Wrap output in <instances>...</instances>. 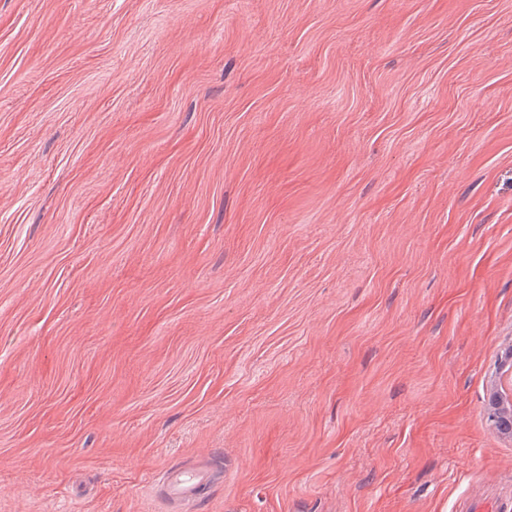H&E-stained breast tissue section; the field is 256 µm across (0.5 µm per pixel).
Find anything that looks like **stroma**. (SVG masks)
Wrapping results in <instances>:
<instances>
[{"mask_svg": "<svg viewBox=\"0 0 512 512\" xmlns=\"http://www.w3.org/2000/svg\"><path fill=\"white\" fill-rule=\"evenodd\" d=\"M511 347L512 0H0V512H512ZM490 418L504 434L512 435V393L496 386L490 397ZM210 478L207 469H170L164 481V495L173 502L196 501Z\"/></svg>", "mask_w": 512, "mask_h": 512, "instance_id": "1", "label": "stroma"}]
</instances>
